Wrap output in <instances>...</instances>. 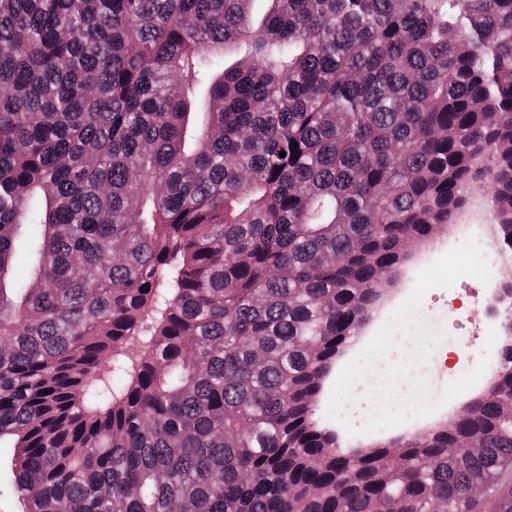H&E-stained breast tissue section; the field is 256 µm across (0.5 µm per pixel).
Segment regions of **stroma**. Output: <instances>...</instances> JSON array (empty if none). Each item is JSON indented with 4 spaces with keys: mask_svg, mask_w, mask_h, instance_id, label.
Instances as JSON below:
<instances>
[{
    "mask_svg": "<svg viewBox=\"0 0 512 512\" xmlns=\"http://www.w3.org/2000/svg\"><path fill=\"white\" fill-rule=\"evenodd\" d=\"M476 228L461 217L446 233L420 245L401 268L386 300L365 328L367 346H352L333 372L316 415L341 435L344 447L412 436L444 420L440 408L483 393L500 346L501 319L487 312L497 277H486V249L469 248ZM435 317L416 330L414 306ZM477 311L474 334L481 357L450 348L452 310Z\"/></svg>",
    "mask_w": 512,
    "mask_h": 512,
    "instance_id": "35a3bbf8",
    "label": "stroma"
}]
</instances>
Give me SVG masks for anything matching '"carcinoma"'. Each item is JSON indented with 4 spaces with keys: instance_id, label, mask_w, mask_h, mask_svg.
Instances as JSON below:
<instances>
[{
    "instance_id": "1",
    "label": "carcinoma",
    "mask_w": 512,
    "mask_h": 512,
    "mask_svg": "<svg viewBox=\"0 0 512 512\" xmlns=\"http://www.w3.org/2000/svg\"><path fill=\"white\" fill-rule=\"evenodd\" d=\"M255 2L0 0L10 486L24 512H512V0ZM478 190L489 388L340 450L325 379Z\"/></svg>"
}]
</instances>
